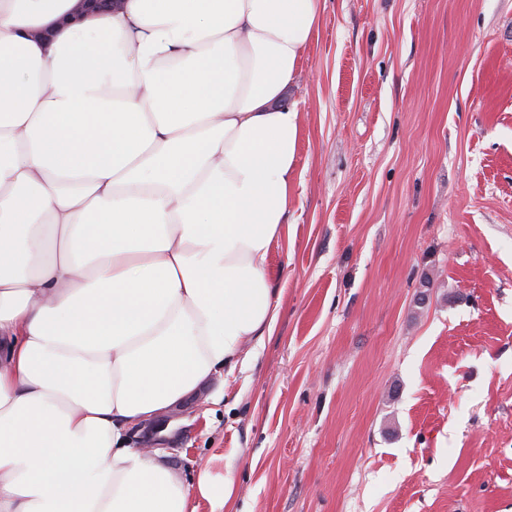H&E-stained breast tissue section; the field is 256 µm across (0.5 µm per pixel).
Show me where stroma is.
I'll return each instance as SVG.
<instances>
[{"label": "stroma", "mask_w": 512, "mask_h": 512, "mask_svg": "<svg viewBox=\"0 0 512 512\" xmlns=\"http://www.w3.org/2000/svg\"><path fill=\"white\" fill-rule=\"evenodd\" d=\"M271 335L169 410L232 512H512V0H322Z\"/></svg>", "instance_id": "obj_1"}]
</instances>
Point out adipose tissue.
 Here are the masks:
<instances>
[{"mask_svg":"<svg viewBox=\"0 0 512 512\" xmlns=\"http://www.w3.org/2000/svg\"><path fill=\"white\" fill-rule=\"evenodd\" d=\"M0 0V512H224L130 447L277 322L321 0Z\"/></svg>","mask_w":512,"mask_h":512,"instance_id":"obj_1","label":"adipose tissue"}]
</instances>
